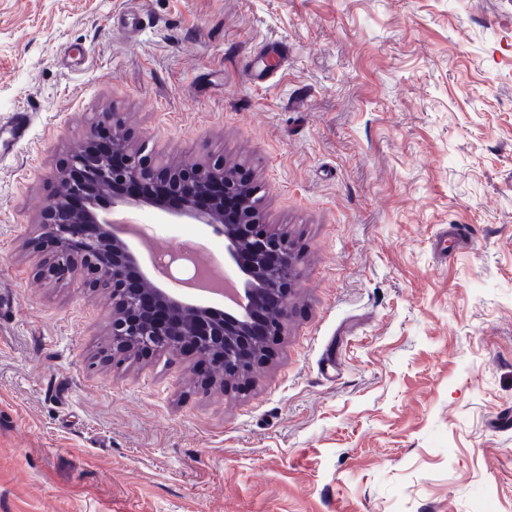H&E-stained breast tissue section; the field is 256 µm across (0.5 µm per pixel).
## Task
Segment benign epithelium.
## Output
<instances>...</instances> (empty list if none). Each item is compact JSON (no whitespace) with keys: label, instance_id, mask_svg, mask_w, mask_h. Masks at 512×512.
Wrapping results in <instances>:
<instances>
[{"label":"benign epithelium","instance_id":"benign-epithelium-1","mask_svg":"<svg viewBox=\"0 0 512 512\" xmlns=\"http://www.w3.org/2000/svg\"><path fill=\"white\" fill-rule=\"evenodd\" d=\"M103 128L112 129V113L97 115L81 145L59 168L56 195L41 214L37 235L28 241L32 250L48 252L40 261L41 277L51 284L98 288L112 295L109 336L115 352H125L138 342L143 354L161 349L170 355L191 351L204 361L214 360V367L226 373H250L253 356L246 351L257 346L256 316L268 300L287 293L294 278L288 239L277 232L255 235L256 219L260 218L255 194L242 192L237 171L226 167L224 160L161 166L123 136L114 134L107 147H96ZM115 179L160 185L170 194L182 193L187 185L204 187L217 182L222 195L240 198L238 210L229 216L224 215L219 202L209 211L199 210L191 195L183 196L176 209L161 196L118 199L122 204L145 203L174 216L195 219L224 236V260L237 272L236 278L225 283L224 297L239 307L215 311L154 283L149 288L127 287V271L138 265V256L112 231L111 222L99 216L96 204L100 191ZM79 190L85 193V203L82 209L74 210L70 198ZM82 224L99 225L100 234L79 235ZM269 245L283 255L275 269L262 260V252Z\"/></svg>","mask_w":512,"mask_h":512}]
</instances>
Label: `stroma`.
Segmentation results:
<instances>
[{
	"label": "stroma",
	"instance_id": "35a3bbf8",
	"mask_svg": "<svg viewBox=\"0 0 512 512\" xmlns=\"http://www.w3.org/2000/svg\"><path fill=\"white\" fill-rule=\"evenodd\" d=\"M0 512H512V0H0ZM112 113L224 157L290 237L250 379L109 359L112 302L25 255ZM162 250L212 228L99 199ZM469 226L464 246L442 230Z\"/></svg>",
	"mask_w": 512,
	"mask_h": 512
}]
</instances>
